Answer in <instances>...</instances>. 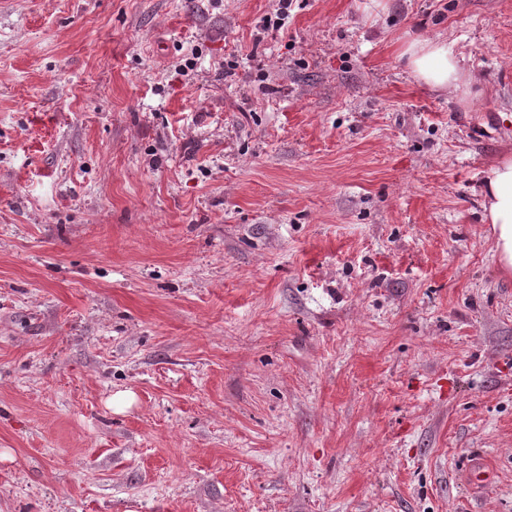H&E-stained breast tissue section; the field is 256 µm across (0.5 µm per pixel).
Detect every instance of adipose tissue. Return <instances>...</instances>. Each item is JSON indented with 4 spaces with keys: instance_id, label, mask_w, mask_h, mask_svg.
Returning a JSON list of instances; mask_svg holds the SVG:
<instances>
[{
    "instance_id": "obj_1",
    "label": "adipose tissue",
    "mask_w": 512,
    "mask_h": 512,
    "mask_svg": "<svg viewBox=\"0 0 512 512\" xmlns=\"http://www.w3.org/2000/svg\"><path fill=\"white\" fill-rule=\"evenodd\" d=\"M412 79L430 88L468 98L479 81L464 58L446 41L418 37L405 42L400 52ZM480 194L485 217L495 234V257L502 274H512V158H504L483 172Z\"/></svg>"
}]
</instances>
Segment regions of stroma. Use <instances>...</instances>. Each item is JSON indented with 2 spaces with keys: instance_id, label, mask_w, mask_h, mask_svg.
<instances>
[{
  "instance_id": "35a3bbf8",
  "label": "stroma",
  "mask_w": 512,
  "mask_h": 512,
  "mask_svg": "<svg viewBox=\"0 0 512 512\" xmlns=\"http://www.w3.org/2000/svg\"><path fill=\"white\" fill-rule=\"evenodd\" d=\"M386 5L0 0V512H512V0ZM400 56L406 59L412 79L432 89L451 91L467 99L479 82L475 71L448 48L441 38L418 37L404 43ZM480 194L485 218L495 234V257L502 274H512V158L483 171Z\"/></svg>"
}]
</instances>
